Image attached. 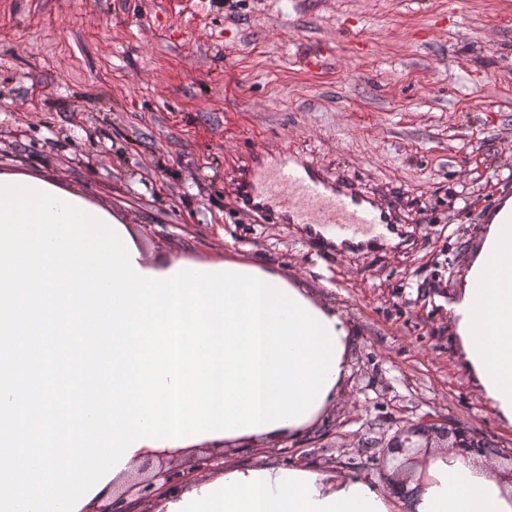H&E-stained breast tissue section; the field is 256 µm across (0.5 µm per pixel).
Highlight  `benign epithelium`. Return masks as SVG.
<instances>
[{
	"label": "benign epithelium",
	"instance_id": "benign-epithelium-1",
	"mask_svg": "<svg viewBox=\"0 0 512 512\" xmlns=\"http://www.w3.org/2000/svg\"><path fill=\"white\" fill-rule=\"evenodd\" d=\"M377 445L382 448L381 468L392 467V486L404 496L412 491L408 489L409 472L419 462L424 448H446L450 451L479 456L490 462L499 454L497 445L489 442L467 427L448 425L438 427L418 421L407 420L393 436L381 437ZM215 459L210 456L198 458L192 469H183L169 461L154 467L148 461L137 468V480L126 490L120 492L118 499L128 493L137 496L144 506L169 492L180 484L194 479L199 473L213 467Z\"/></svg>",
	"mask_w": 512,
	"mask_h": 512
}]
</instances>
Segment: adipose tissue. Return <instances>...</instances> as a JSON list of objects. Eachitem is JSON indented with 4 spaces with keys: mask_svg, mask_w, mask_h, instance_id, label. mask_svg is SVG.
Returning a JSON list of instances; mask_svg holds the SVG:
<instances>
[{
    "mask_svg": "<svg viewBox=\"0 0 512 512\" xmlns=\"http://www.w3.org/2000/svg\"><path fill=\"white\" fill-rule=\"evenodd\" d=\"M463 369L512 427V197L449 305ZM341 312L260 262L148 256L51 179L0 171V512H91L135 465L315 424L348 373ZM396 503L360 477L227 467L153 512H512V482L433 449Z\"/></svg>",
    "mask_w": 512,
    "mask_h": 512,
    "instance_id": "ef3b65f1",
    "label": "adipose tissue"
}]
</instances>
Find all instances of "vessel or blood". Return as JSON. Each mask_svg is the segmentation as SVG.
I'll return each instance as SVG.
<instances>
[{
  "mask_svg": "<svg viewBox=\"0 0 512 512\" xmlns=\"http://www.w3.org/2000/svg\"><path fill=\"white\" fill-rule=\"evenodd\" d=\"M236 192L262 221L301 225L322 249L364 255L406 243L401 203L391 191L370 190L285 148L252 152L238 172Z\"/></svg>",
  "mask_w": 512,
  "mask_h": 512,
  "instance_id": "1",
  "label": "vessel or blood"
}]
</instances>
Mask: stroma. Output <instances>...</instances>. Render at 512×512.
<instances>
[{
    "mask_svg": "<svg viewBox=\"0 0 512 512\" xmlns=\"http://www.w3.org/2000/svg\"><path fill=\"white\" fill-rule=\"evenodd\" d=\"M284 146L392 188L412 244L339 255L242 209L246 152ZM0 170L112 211L146 253L261 262L343 314L333 430L228 446L225 466L381 485L376 442L407 420L462 424L512 456L448 319L512 196V0H0Z\"/></svg>",
    "mask_w": 512,
    "mask_h": 512,
    "instance_id": "35a3bbf8",
    "label": "stroma"
}]
</instances>
